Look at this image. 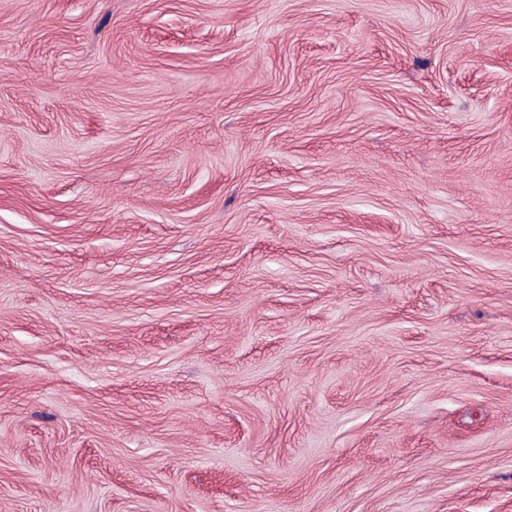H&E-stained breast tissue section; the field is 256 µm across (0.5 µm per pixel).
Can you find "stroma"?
Returning a JSON list of instances; mask_svg holds the SVG:
<instances>
[{"label": "stroma", "instance_id": "obj_1", "mask_svg": "<svg viewBox=\"0 0 512 512\" xmlns=\"http://www.w3.org/2000/svg\"><path fill=\"white\" fill-rule=\"evenodd\" d=\"M0 512H512V0H0Z\"/></svg>", "mask_w": 512, "mask_h": 512}]
</instances>
